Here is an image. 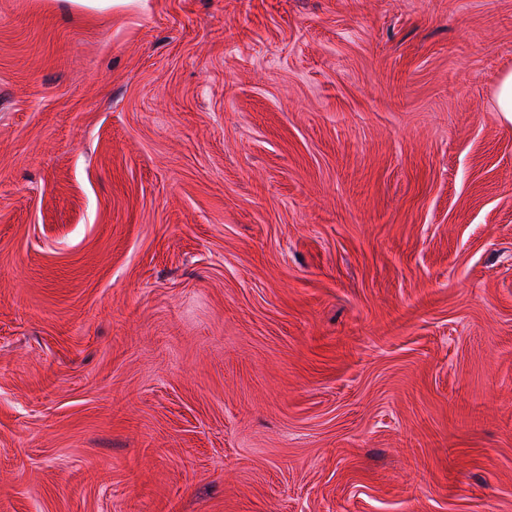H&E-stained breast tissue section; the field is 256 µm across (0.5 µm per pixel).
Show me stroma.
<instances>
[{
	"label": "stroma",
	"instance_id": "1",
	"mask_svg": "<svg viewBox=\"0 0 512 512\" xmlns=\"http://www.w3.org/2000/svg\"><path fill=\"white\" fill-rule=\"evenodd\" d=\"M512 0H0V512H512Z\"/></svg>",
	"mask_w": 512,
	"mask_h": 512
}]
</instances>
